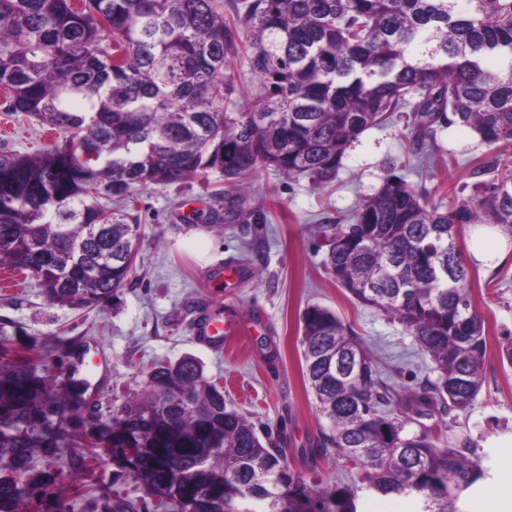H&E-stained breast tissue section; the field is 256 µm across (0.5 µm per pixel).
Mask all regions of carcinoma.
<instances>
[{
	"instance_id": "carcinoma-1",
	"label": "carcinoma",
	"mask_w": 512,
	"mask_h": 512,
	"mask_svg": "<svg viewBox=\"0 0 512 512\" xmlns=\"http://www.w3.org/2000/svg\"><path fill=\"white\" fill-rule=\"evenodd\" d=\"M0 0V88L6 111L59 134L38 155L0 152V263L31 273L45 297L101 305L134 275L142 240L130 210L149 184L215 175L212 196L237 216L264 169L324 189L366 130L411 113L408 169L452 125L512 147V0ZM497 57L501 66L486 68ZM248 61L250 107H228ZM496 156L462 201L435 203L389 171L345 224H317L325 266L357 302L397 320L428 354L433 377L406 394L383 377L362 339L332 310L300 317L305 382L326 425L312 455L336 452L383 496L420 512H462L485 478L468 437L422 422L463 411L482 386L487 341L473 309L459 224L512 233V176ZM17 353L0 366V512L48 495L29 481L34 451L56 457L73 438L68 400L50 369ZM76 470L103 455L165 512H358L347 487L309 489L271 435L227 406L192 355L155 365L108 422L85 436ZM101 512H149L115 494Z\"/></svg>"
}]
</instances>
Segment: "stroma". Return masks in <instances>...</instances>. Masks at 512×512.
<instances>
[{"instance_id": "35a3bbf8", "label": "stroma", "mask_w": 512, "mask_h": 512, "mask_svg": "<svg viewBox=\"0 0 512 512\" xmlns=\"http://www.w3.org/2000/svg\"><path fill=\"white\" fill-rule=\"evenodd\" d=\"M2 126L14 135L0 138V149L36 154L52 144L39 125L6 112L0 101ZM405 126L400 113L393 124L363 132L348 149L337 180L322 190L305 178L261 172L248 203L264 210L262 224L236 216L220 224L198 223L199 213L218 206L203 176L141 189L136 215L144 237L131 283L102 307L74 310L46 300L35 283L13 285L0 266V344L12 351L42 347L39 364L50 367L58 393H66L71 380L84 381L86 405L79 410L84 418L95 406L111 416L155 362L194 355L223 385L232 408L257 431L281 441L290 469L310 489L353 485L357 472L341 456L309 453L323 420L304 385L299 316L310 303L333 309L364 339L396 390L415 388L429 376V356L403 326L352 302L327 273L328 247L312 231L313 225L335 223L376 192L389 163L404 156ZM437 142L439 151L424 163L423 186L437 201L470 194L475 167L496 155V148L459 125L438 132ZM220 266L229 270L222 280L213 276ZM469 274L487 336L483 385L468 410L439 413L435 420L448 425L450 437L467 436L475 443L488 477L463 509L488 512L494 500L512 498L505 449L512 441V369L500 360V346L512 335V264L491 272L473 266ZM209 308L241 321L239 334L219 350L195 334ZM58 336L65 345L55 351L51 344ZM82 451L76 438L58 457L34 455L31 478L54 477L55 498L67 512H101L105 496L117 489L140 496L136 483L116 478L109 457L98 458L88 471L72 469L71 458Z\"/></svg>"}]
</instances>
